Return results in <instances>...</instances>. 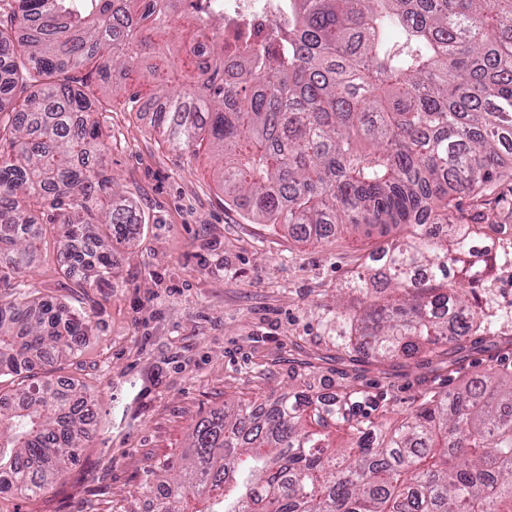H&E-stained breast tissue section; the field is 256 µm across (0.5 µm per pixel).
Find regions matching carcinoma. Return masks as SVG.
<instances>
[{"label": "carcinoma", "mask_w": 512, "mask_h": 512, "mask_svg": "<svg viewBox=\"0 0 512 512\" xmlns=\"http://www.w3.org/2000/svg\"><path fill=\"white\" fill-rule=\"evenodd\" d=\"M0 13V254L19 273L63 226L58 252L84 288L112 285L113 243L141 220L89 163L101 98L128 79L170 146L222 158L224 198L302 241L339 225L386 246L366 273L391 291L353 315L345 348L377 361L485 339L466 291L496 264L460 196L512 177V0H302L283 53L201 32L182 0H13ZM88 68L96 87L74 84ZM35 92L3 101L16 88ZM98 224V247L72 243ZM87 316L46 299L0 300V378L80 351ZM378 396L304 385L272 405L224 402L190 433L153 512H512V372L491 367L392 423ZM93 404L70 385L0 388V475L40 495L76 461ZM192 500L201 510H188Z\"/></svg>", "instance_id": "cac0c4a2"}]
</instances>
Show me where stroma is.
Here are the masks:
<instances>
[{
  "label": "stroma",
  "instance_id": "1",
  "mask_svg": "<svg viewBox=\"0 0 512 512\" xmlns=\"http://www.w3.org/2000/svg\"><path fill=\"white\" fill-rule=\"evenodd\" d=\"M99 120L115 188L146 222L117 248L111 287L80 288L52 243L0 280L2 300L23 291L88 313L81 350L35 375L70 379L95 411L77 462L35 498L1 483L0 512H146L199 419L228 401L271 403L304 378L327 392L357 375L397 415L425 394L512 366V348L490 344L463 353L452 373L426 354L381 365L363 351L346 355L352 327L336 305L373 300L351 285L381 238L344 230L301 242L254 223L246 205L225 202L213 152L172 150L124 97ZM462 207L469 223L512 225V179ZM488 243L497 264L468 292L488 335L512 337V233Z\"/></svg>",
  "mask_w": 512,
  "mask_h": 512
}]
</instances>
